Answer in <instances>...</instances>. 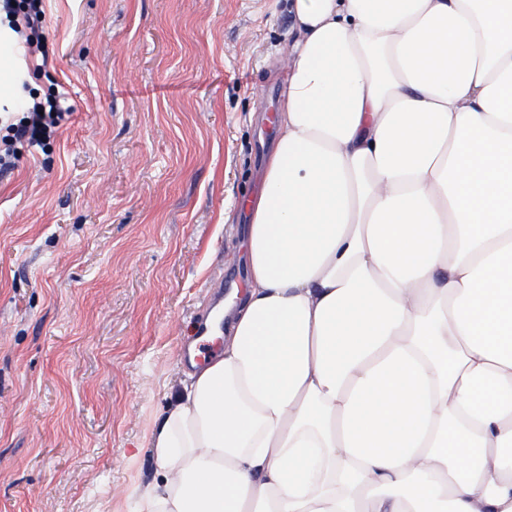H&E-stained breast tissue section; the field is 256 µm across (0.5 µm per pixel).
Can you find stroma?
<instances>
[{"instance_id": "1", "label": "stroma", "mask_w": 512, "mask_h": 512, "mask_svg": "<svg viewBox=\"0 0 512 512\" xmlns=\"http://www.w3.org/2000/svg\"><path fill=\"white\" fill-rule=\"evenodd\" d=\"M0 106L72 113L0 171V512H136L189 341L245 290L295 35L287 0H44Z\"/></svg>"}]
</instances>
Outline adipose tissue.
Listing matches in <instances>:
<instances>
[{
  "instance_id": "adipose-tissue-1",
  "label": "adipose tissue",
  "mask_w": 512,
  "mask_h": 512,
  "mask_svg": "<svg viewBox=\"0 0 512 512\" xmlns=\"http://www.w3.org/2000/svg\"><path fill=\"white\" fill-rule=\"evenodd\" d=\"M248 287L137 512H512V0H289Z\"/></svg>"
}]
</instances>
